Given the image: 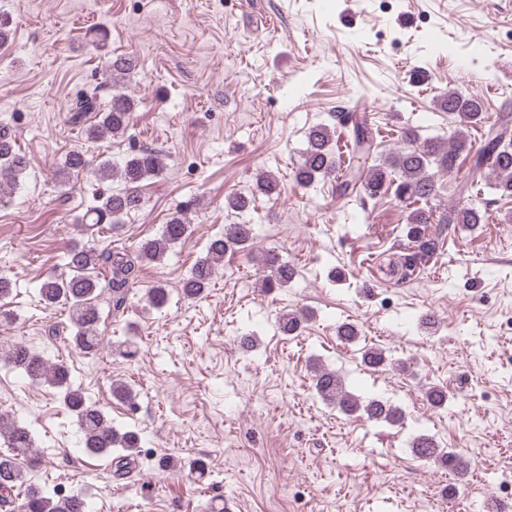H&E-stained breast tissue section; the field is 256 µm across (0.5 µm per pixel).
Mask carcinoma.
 Here are the masks:
<instances>
[{"instance_id": "1", "label": "carcinoma", "mask_w": 512, "mask_h": 512, "mask_svg": "<svg viewBox=\"0 0 512 512\" xmlns=\"http://www.w3.org/2000/svg\"><path fill=\"white\" fill-rule=\"evenodd\" d=\"M136 68L130 56L110 59L108 70L113 74H127ZM440 108L455 119V127L448 140L431 138L422 142L412 131L403 134V146L387 153L379 160L372 151L374 134L367 117H357L353 122L351 157L355 158L356 170L338 176L341 163L337 162L332 149L333 135L326 125L308 132V147L294 172V180L307 186L318 179L337 181L336 189L345 196L365 195L374 198L396 186L401 199L417 205L409 214L412 252L403 255V276L437 254L438 240L425 234L424 225L431 223V210L421 206L435 197L433 169L450 172L455 168L458 155L469 144V129L483 122L484 105L474 94L448 89L439 99ZM71 120L84 127L89 140L106 135L119 137L132 126L135 101L124 92L112 94L109 101L101 100L95 93L77 96L69 106ZM27 168L26 159L18 154L10 135L0 130V181L15 189L19 178ZM63 168L69 171L89 170L100 181L119 179L125 189L97 200L77 223L86 229H113L129 212L141 207L139 184L147 177L163 173L161 154L146 149L129 155L122 164L101 161L97 164L87 158L80 149L70 151ZM472 174L487 169L492 175L491 188L504 197H512V116L502 112L489 125L484 143L471 157ZM190 205L186 204L169 217L160 233L142 240L134 253L112 251L97 244H74L66 255L68 273L64 276H48L41 283L38 294L47 307L60 303L68 307L71 342L86 355H95L102 349V313L98 298L105 290L113 296L114 310H120L126 301L129 286L135 283L141 267L161 265L169 252L192 232L187 217ZM486 214L477 207L476 200L465 206L454 207L442 220L444 224H482ZM253 232L248 224H230L224 234L211 239L205 252L194 263L188 277L183 280L182 294L189 299L198 298L209 290L219 266L224 264L228 253L252 251ZM259 270L265 273L266 288H283L292 278L293 269L275 250H262L255 255ZM12 282L0 275V324L13 321L15 315L9 298ZM169 298L168 289L158 283L147 289L145 300L152 308L163 307ZM306 316L298 311H287L279 316V328L287 336L298 335ZM362 361L377 368L385 366L387 358L382 349L366 347ZM5 362L22 370L29 378L55 388L64 407L75 418L81 433L80 447L90 457L106 459L112 467V477L124 480L135 473L141 463V438L135 430H120L112 426V419L84 391L73 384L68 365L64 362L49 364L40 353L23 343H17L7 352ZM392 369L403 372L406 362L391 364ZM314 388L328 404L334 405L347 415L359 412L376 422L390 425L402 423V410L386 401L371 398L361 400L348 392L342 380L333 372L318 369L314 374ZM112 397L120 403L135 404V392L125 383L111 384ZM0 436L7 443V450L0 451V506L9 512H86L87 496L80 492H65L55 484L51 487L32 480L34 436L30 426L6 415H0ZM412 449L422 460H434L462 474L466 462L453 453L440 448L430 437L420 435L413 441ZM29 461V466L21 461Z\"/></svg>"}]
</instances>
